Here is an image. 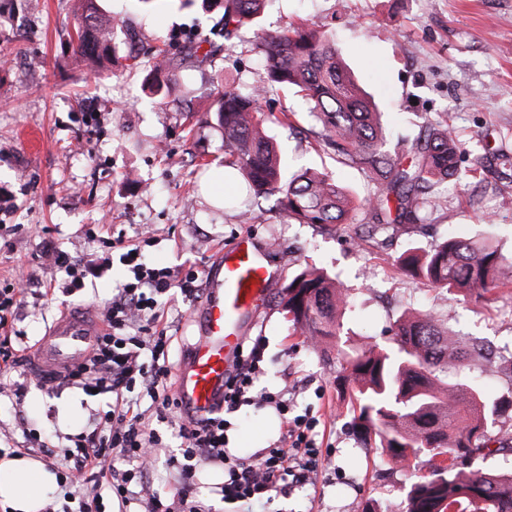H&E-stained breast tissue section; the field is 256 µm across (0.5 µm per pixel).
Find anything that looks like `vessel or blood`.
<instances>
[{
  "label": "vessel or blood",
  "instance_id": "vessel-or-blood-1",
  "mask_svg": "<svg viewBox=\"0 0 512 512\" xmlns=\"http://www.w3.org/2000/svg\"><path fill=\"white\" fill-rule=\"evenodd\" d=\"M221 259L200 306V332L177 373V390L194 414L214 412L224 397L248 326L263 310L275 277L243 235L220 252ZM102 332L93 309L62 316L36 347V366L45 374L60 373L83 362Z\"/></svg>",
  "mask_w": 512,
  "mask_h": 512
}]
</instances>
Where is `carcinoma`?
<instances>
[{
	"mask_svg": "<svg viewBox=\"0 0 512 512\" xmlns=\"http://www.w3.org/2000/svg\"><path fill=\"white\" fill-rule=\"evenodd\" d=\"M224 27L251 25L266 0H221ZM83 23L74 51L99 57L113 39V26L99 0H80ZM257 49L266 80L248 91L230 78L215 103L224 135V167L240 171L256 198L276 197L288 217L300 224H334L347 229L358 208L369 223L395 229L421 221L424 210L439 206L434 188L449 179L463 181L461 149L455 129L444 118L430 124L408 149L391 151L380 112L352 78L336 45L313 24H289L259 37ZM176 60L157 55L150 66L148 89L157 97L169 92ZM295 90L320 126L321 149L346 166L366 171L377 193L358 203L326 172L304 169L284 174L272 140L264 131L260 105L269 89ZM406 275L435 288L464 296L512 288V266L490 244L448 238L433 248H409L396 258ZM283 311L301 333L321 344L342 336L341 314L349 293L326 273L307 267L288 276L282 288ZM336 360L351 389L354 425L366 444L389 460L407 463L424 457L426 475H413L404 512H512V473L471 470L486 448L488 419L512 408V398L485 397L468 381L448 384L450 370L495 364L493 351L476 344L470 353L434 312L403 314L393 324L392 345L348 351L336 344Z\"/></svg>",
	"mask_w": 512,
	"mask_h": 512,
	"instance_id": "carcinoma-1",
	"label": "carcinoma"
}]
</instances>
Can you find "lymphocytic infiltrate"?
<instances>
[{
  "label": "lymphocytic infiltrate",
  "mask_w": 512,
  "mask_h": 512,
  "mask_svg": "<svg viewBox=\"0 0 512 512\" xmlns=\"http://www.w3.org/2000/svg\"><path fill=\"white\" fill-rule=\"evenodd\" d=\"M112 246L121 252L126 277L112 290L104 308L105 331L96 338L89 357L62 378L63 383L84 392L111 396L112 402L107 411L95 414L92 430L73 437L69 448L39 446L46 458L62 460L65 498H74L72 486L81 484L87 474L104 486V493L76 498V512H103L107 497L116 502L117 512H128L136 503L143 512H211L198 499L194 483L198 467L210 463L224 467L220 493L228 505L266 504L305 484L325 458L317 441V422L296 413L293 400L283 393L256 392L265 338H246L224 384L222 413L193 416L168 392L170 338L160 325V309L176 288L185 299H198L199 275L194 270L182 274L151 265L141 257L138 245L116 240ZM143 396L155 404L159 419L170 420L182 440L180 455L166 460L176 473L175 492L169 498L148 490L151 467L164 442L139 409ZM252 405L274 408L284 431L279 441L244 458L229 446V416Z\"/></svg>",
  "instance_id": "f902f5d3"
}]
</instances>
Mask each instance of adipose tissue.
<instances>
[{
    "instance_id": "ef3b65f1",
    "label": "adipose tissue",
    "mask_w": 512,
    "mask_h": 512,
    "mask_svg": "<svg viewBox=\"0 0 512 512\" xmlns=\"http://www.w3.org/2000/svg\"><path fill=\"white\" fill-rule=\"evenodd\" d=\"M57 487L56 474L37 460L0 458V504L11 512H42Z\"/></svg>"
}]
</instances>
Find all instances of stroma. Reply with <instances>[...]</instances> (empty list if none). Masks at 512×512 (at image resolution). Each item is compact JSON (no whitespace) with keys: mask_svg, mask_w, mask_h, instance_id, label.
Returning a JSON list of instances; mask_svg holds the SVG:
<instances>
[{"mask_svg":"<svg viewBox=\"0 0 512 512\" xmlns=\"http://www.w3.org/2000/svg\"><path fill=\"white\" fill-rule=\"evenodd\" d=\"M115 23V52L107 69L72 52L79 23L77 0H0V224L17 234L0 239V283L28 272L35 284L16 321L28 345L45 335L64 308H103L124 279L121 264L88 277L67 297L53 289L61 272L47 248L89 259L106 255L116 238L134 244L150 228L144 247L160 267L196 266L209 279L221 248L249 234L269 255L280 280L316 266L350 292L343 334L349 345L384 344V330L403 312L434 311L458 335L490 343L495 370H471L486 397L512 391V292L478 297L434 290L406 277L393 264L410 246L428 248L452 237L487 241L512 262V167L496 155L512 153V0H269L262 25L273 30L307 21L328 28L358 84L377 103L389 133L388 148H407L431 121L448 115L462 143L463 170H477L468 190L438 186L443 205L423 222L376 234L360 244L354 231L330 224H292L275 199L252 208L242 223L234 208H215L202 190L205 174L224 166V137L212 113L215 75L240 87L261 83L265 71L256 35L244 28L225 36L215 0H103ZM207 40L210 57H190L191 45ZM184 53L175 89L159 103L146 89L155 50ZM318 123L303 116L297 130L268 124L290 171L312 166L331 172L358 197L375 187L359 168L336 163L317 144ZM95 229L89 238L87 229ZM273 286L268 307L251 329L264 335L260 387H294L298 411L318 419L329 461L303 486L278 497L280 512H402L414 471L424 459L395 465L364 447L352 425L348 396L336 378L335 349L310 345L294 332L278 306ZM169 356L182 364L198 340V308L172 290L163 305ZM0 374V448L28 446L29 434L63 448L83 431L109 396L89 397L69 387L46 392L20 350ZM140 408L164 434L161 463L151 488L175 487L164 459L181 441L169 422H157L150 399ZM230 445L247 457L275 442L278 414L249 406L232 415Z\"/></svg>","mask_w":512,"mask_h":512,"instance_id":"35a3bbf8","label":"stroma"}]
</instances>
